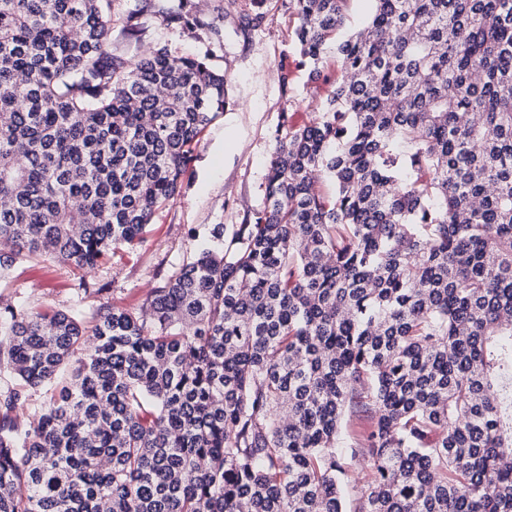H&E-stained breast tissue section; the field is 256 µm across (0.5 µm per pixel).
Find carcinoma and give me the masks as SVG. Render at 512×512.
Returning a JSON list of instances; mask_svg holds the SVG:
<instances>
[{"label":"carcinoma","mask_w":512,"mask_h":512,"mask_svg":"<svg viewBox=\"0 0 512 512\" xmlns=\"http://www.w3.org/2000/svg\"><path fill=\"white\" fill-rule=\"evenodd\" d=\"M115 2L0 0V277L140 244L224 111L206 59L113 52ZM345 2L295 0L330 90L253 223L89 345L0 306V512H512V0H373L332 75Z\"/></svg>","instance_id":"carcinoma-1"}]
</instances>
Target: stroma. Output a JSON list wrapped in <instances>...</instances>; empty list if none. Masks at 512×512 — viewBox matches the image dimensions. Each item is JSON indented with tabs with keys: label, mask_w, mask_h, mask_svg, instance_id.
Returning <instances> with one entry per match:
<instances>
[{
	"label": "stroma",
	"mask_w": 512,
	"mask_h": 512,
	"mask_svg": "<svg viewBox=\"0 0 512 512\" xmlns=\"http://www.w3.org/2000/svg\"><path fill=\"white\" fill-rule=\"evenodd\" d=\"M177 3L119 0L116 17L140 13V38L119 45L126 56L154 46L176 55L205 53L227 78L230 104L205 130L179 193L155 212L142 244L88 275L99 292H83L76 271L44 258L9 270L0 280L5 298L86 318L107 305L137 307L184 259L209 246L210 225L249 224L262 209L277 129L307 122L327 95L326 85L308 80L294 37V2L208 0L207 26L193 36L158 15Z\"/></svg>",
	"instance_id": "obj_1"
}]
</instances>
